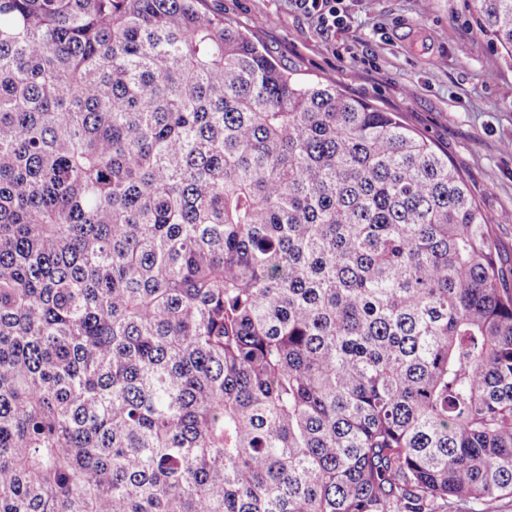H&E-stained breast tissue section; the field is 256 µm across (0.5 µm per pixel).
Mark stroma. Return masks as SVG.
<instances>
[{"mask_svg":"<svg viewBox=\"0 0 512 512\" xmlns=\"http://www.w3.org/2000/svg\"><path fill=\"white\" fill-rule=\"evenodd\" d=\"M470 0H344L320 27L296 0H205L283 69L374 102L422 133L491 215L512 211V63Z\"/></svg>","mask_w":512,"mask_h":512,"instance_id":"35a3bbf8","label":"stroma"}]
</instances>
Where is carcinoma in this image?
<instances>
[{
    "mask_svg": "<svg viewBox=\"0 0 512 512\" xmlns=\"http://www.w3.org/2000/svg\"><path fill=\"white\" fill-rule=\"evenodd\" d=\"M493 224L202 0H0V512L512 499Z\"/></svg>",
    "mask_w": 512,
    "mask_h": 512,
    "instance_id": "cac0c4a2",
    "label": "carcinoma"
}]
</instances>
